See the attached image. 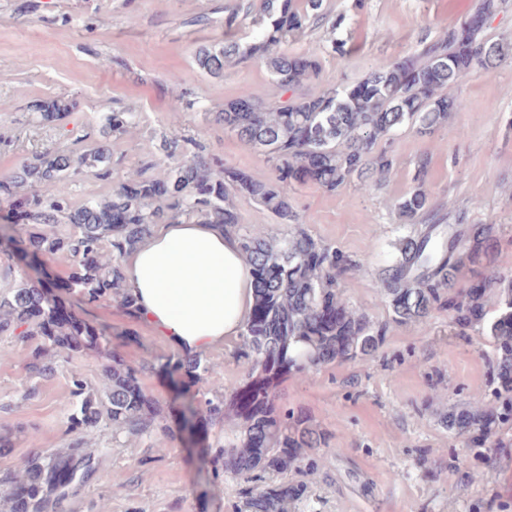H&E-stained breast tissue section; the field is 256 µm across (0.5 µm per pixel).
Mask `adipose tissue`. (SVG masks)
<instances>
[{"label": "adipose tissue", "instance_id": "obj_1", "mask_svg": "<svg viewBox=\"0 0 512 512\" xmlns=\"http://www.w3.org/2000/svg\"><path fill=\"white\" fill-rule=\"evenodd\" d=\"M121 267L139 315L181 354L237 339L252 313L250 269L237 238L217 225H158Z\"/></svg>", "mask_w": 512, "mask_h": 512}]
</instances>
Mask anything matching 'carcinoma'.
<instances>
[{"instance_id": "cac0c4a2", "label": "carcinoma", "mask_w": 512, "mask_h": 512, "mask_svg": "<svg viewBox=\"0 0 512 512\" xmlns=\"http://www.w3.org/2000/svg\"><path fill=\"white\" fill-rule=\"evenodd\" d=\"M500 8V0H477V16L464 18L439 39L423 41L415 53L377 65L359 82L319 93H306V83L318 77L320 62L286 51L288 42L308 29H323L340 57L346 42L336 37L345 17H331L323 0H240L224 16V32L244 22L252 26L249 40L232 35L200 47L197 66L219 77L224 68L263 62L279 88L291 94L286 105L247 92L224 102L214 121L236 133L270 164L272 177L251 178L223 160L200 152L182 154L163 178L135 169L120 178L112 195L79 209L70 206L69 178L89 168L101 178L112 175L111 153L101 145L89 153L38 155L0 180V191L32 189L14 212L26 233L23 242L35 252L65 251L73 257L70 287L86 305L115 299L136 312L124 292L121 258L153 228L180 219L217 224L235 235L252 270L256 299L242 333L240 359L246 368L243 389L228 395L188 401L181 419L194 434L201 423L222 424L237 419L233 433L209 448L203 463L215 478L229 475L239 487L240 512H289L307 496L305 481H288L305 457L327 447L325 433L312 417L280 402L278 381L334 363L373 357L387 335V323L349 306L343 298L345 274L363 265L355 258L314 237L296 211L290 188L311 180L334 192L356 179L368 187L393 167L388 147L393 133L411 126L422 136L448 121L463 103L445 90L470 69H494L512 53V45L482 37L485 23ZM175 92L172 111L184 112L195 101ZM68 105L53 100L38 110V118L53 121ZM131 112H114L100 130L104 138L120 137L134 124ZM429 158L420 156L412 186L393 208L401 224L412 225L394 259L377 272L397 325L426 323L437 312L448 313V325L460 332L476 328L492 348L490 400L480 394L467 408L450 411L441 423L484 455L512 430V269L497 266L498 228L467 224L459 214L438 233L443 218L425 189ZM247 196L291 229L283 237L254 236L239 224L234 198ZM64 217L72 224L66 235L46 232ZM0 335L35 343L30 370L51 378L56 369L45 360L52 352H81L108 341L87 321L60 314L59 305L44 289L21 277L9 294L0 296ZM181 382L202 380L211 366L199 357L167 362ZM156 370L112 358L103 372L109 381L102 398L87 395L69 417L74 434L65 448L34 449L20 471H0V512H69L70 502L98 480L95 450L86 447L93 429L105 423L115 435H150L156 428V401L143 388L141 375Z\"/></svg>"}]
</instances>
